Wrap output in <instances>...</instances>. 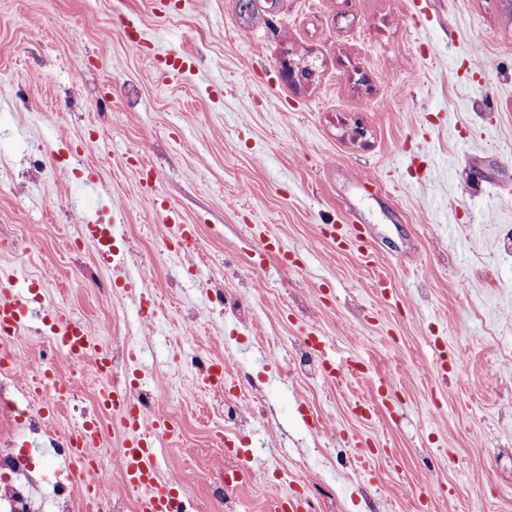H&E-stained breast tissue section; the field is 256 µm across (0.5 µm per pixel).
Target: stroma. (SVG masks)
<instances>
[{"instance_id":"1","label":"stroma","mask_w":512,"mask_h":512,"mask_svg":"<svg viewBox=\"0 0 512 512\" xmlns=\"http://www.w3.org/2000/svg\"><path fill=\"white\" fill-rule=\"evenodd\" d=\"M349 4L347 31L337 0H0V269L138 375L177 430L159 473L197 512H264L293 490L312 512H512V0ZM383 12L389 39L371 28ZM289 48L319 61L313 81L283 78ZM348 60L382 78L365 149L332 128L360 106ZM89 169L94 198L76 189ZM370 176L381 192L359 186ZM103 205L123 213L112 245L138 297L83 233ZM167 206L195 225L190 247L163 245ZM350 214L370 266L320 236ZM16 347L74 385L52 420L0 413L37 512H83L58 438L90 418L109 431L105 512H136L97 404L108 379L40 324ZM203 357L223 358L245 421L198 387ZM228 441L254 456L232 488Z\"/></svg>"}]
</instances>
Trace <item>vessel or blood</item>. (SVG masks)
<instances>
[{
	"instance_id": "b4317fda",
	"label": "vessel or blood",
	"mask_w": 512,
	"mask_h": 512,
	"mask_svg": "<svg viewBox=\"0 0 512 512\" xmlns=\"http://www.w3.org/2000/svg\"><path fill=\"white\" fill-rule=\"evenodd\" d=\"M324 234L337 245L360 244L363 230L357 224H329ZM28 290L5 272H0V352H9L15 340L26 330ZM44 325L49 326L50 343L67 356L91 359L101 372L112 370V357L90 329L81 321L64 316L59 310H46ZM25 382L33 393L49 391L48 403L42 407L45 417L55 415L65 398L69 397L71 385L60 379L53 367H46L27 374ZM101 407L111 410L118 427L124 431V440L119 453V475L125 487L136 498L137 512H182L183 501L174 478H161L155 442L172 436L175 426L164 414L146 417L141 402L133 387L115 386L101 392ZM103 444V430L96 421L84 422L73 429L66 442L65 456L76 466V475L94 499H103L107 485L104 471L95 465V455Z\"/></svg>"
}]
</instances>
